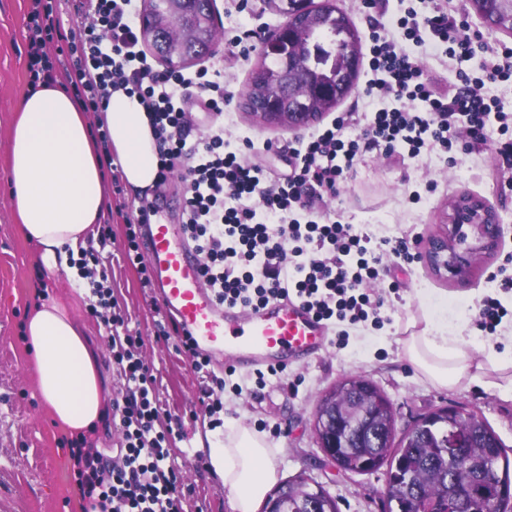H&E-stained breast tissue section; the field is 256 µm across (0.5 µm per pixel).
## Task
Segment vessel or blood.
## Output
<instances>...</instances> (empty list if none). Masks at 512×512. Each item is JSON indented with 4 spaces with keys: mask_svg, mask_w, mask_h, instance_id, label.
Instances as JSON below:
<instances>
[{
    "mask_svg": "<svg viewBox=\"0 0 512 512\" xmlns=\"http://www.w3.org/2000/svg\"><path fill=\"white\" fill-rule=\"evenodd\" d=\"M145 232L161 304L200 356L223 358L233 368H285L325 350V324L296 301L273 299L253 312L220 305L204 283L182 225L158 221Z\"/></svg>",
    "mask_w": 512,
    "mask_h": 512,
    "instance_id": "1",
    "label": "vessel or blood"
}]
</instances>
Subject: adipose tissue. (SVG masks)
Here are the masks:
<instances>
[{"instance_id":"1","label":"adipose tissue","mask_w":512,"mask_h":512,"mask_svg":"<svg viewBox=\"0 0 512 512\" xmlns=\"http://www.w3.org/2000/svg\"><path fill=\"white\" fill-rule=\"evenodd\" d=\"M107 128L122 177L133 193L154 187L159 156L150 119L137 97L114 93L105 109L87 115L61 83L40 85L17 103L9 134V181L16 221L33 248L41 283L70 276L71 261L86 247L92 225L110 207L93 125ZM73 302L44 301L34 291L22 338L34 352L37 391L55 424L75 435L92 431L106 413L108 387L97 368ZM420 376L439 388L501 373L512 392V357L476 360L473 337L424 315L398 337ZM210 463L222 479L232 512H256L277 481L276 451L235 417L224 419V439L211 443Z\"/></svg>"}]
</instances>
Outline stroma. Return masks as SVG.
I'll list each match as a JSON object with an SVG mask.
<instances>
[{
	"instance_id": "1",
	"label": "stroma",
	"mask_w": 512,
	"mask_h": 512,
	"mask_svg": "<svg viewBox=\"0 0 512 512\" xmlns=\"http://www.w3.org/2000/svg\"><path fill=\"white\" fill-rule=\"evenodd\" d=\"M27 0H0V512H78L70 492L69 449L61 430L54 424L34 389L30 357L21 340V326L28 313V290L37 272L30 244L20 234L13 216L9 185L8 134L20 98L28 93L27 43L23 37ZM224 29H254L260 35L283 26L286 18L271 9L266 0H253L248 13L237 12L231 0H213ZM256 55L239 58L218 42L202 66L221 64L224 81L232 97L224 107L226 137H245L256 142L274 141L280 154L263 157L273 170L287 169L288 144L306 136V129L267 127L252 121L240 106ZM189 109L198 132H206L218 118L204 112L199 97H192ZM504 163L494 148L481 154L458 153L456 164L446 154L426 150L411 158L402 151L373 149L364 153L335 198L324 207L339 214L343 222L368 235L373 246L383 241L406 239L418 253H425L434 236L443 229V215L450 202L466 194L492 207L502 224L497 250L484 257L465 279L441 277L425 261L400 268L381 264L377 287L386 292L383 312L391 318L382 328L359 324L349 327L345 347L328 346L320 357L294 364L278 375H266L257 383L254 369L228 372L222 360L209 363V374L226 383L224 412L240 418L249 429L259 424L277 426L280 436L268 437L277 448L280 480L305 476L321 483L337 498L340 512H386V472L345 473L320 448L313 430L317 406L324 393L348 376L360 375L376 384L389 398L398 428L411 427L432 410L453 406L485 420L503 444L512 449V394L483 383H466L448 390L422 382L403 357L396 339L407 321L428 304L436 316L463 334L478 330L472 316L462 315L458 301L476 304L495 293L488 276L512 253V181L503 173ZM420 190L421 200L409 199ZM111 212L95 225L88 242L96 249L109 279L117 309L138 329L144 345L141 354L157 378L160 405L165 416L181 421L178 434L171 437V461L179 469L186 494V512H231L222 480L209 466L207 451L200 442L211 433L209 418L199 410L198 396L203 384L191 359L174 348L173 341L161 339L169 329L168 318L154 289L143 287L136 267L124 263L125 216L136 204L130 190L111 193ZM399 284L391 293V284ZM74 315L87 330L98 349V364L107 378L110 401L121 398L123 381L113 362L105 331L89 307L79 300ZM243 395H235L233 385Z\"/></svg>"
}]
</instances>
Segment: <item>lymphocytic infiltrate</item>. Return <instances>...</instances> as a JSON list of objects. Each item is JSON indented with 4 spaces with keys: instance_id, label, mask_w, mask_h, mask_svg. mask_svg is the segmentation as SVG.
Listing matches in <instances>:
<instances>
[{
    "instance_id": "1",
    "label": "lymphocytic infiltrate",
    "mask_w": 512,
    "mask_h": 512,
    "mask_svg": "<svg viewBox=\"0 0 512 512\" xmlns=\"http://www.w3.org/2000/svg\"><path fill=\"white\" fill-rule=\"evenodd\" d=\"M74 30L64 28L59 0H28L25 38L30 88L57 81L58 61L67 57V81L82 107L103 111L112 93L137 96L148 112L159 151V182L175 168L186 170L187 190L180 222L199 253L201 273L220 304L245 310L277 298L300 302L326 324H384V300L371 284L383 258L417 261L407 241L377 254L354 225L320 210L368 150L422 149L478 154L487 145L512 165V114L504 112L485 86L512 79V46L482 43L467 21L439 7L425 16L405 8L391 24L381 21V0H361L369 59L362 95L374 107L367 128L349 130L358 114L349 109L319 126L288 150V170L279 173L249 161V154L278 153L273 143L243 138L232 146L215 126L194 135L186 104L205 94L209 111H222L229 94L221 70L161 74L140 48L134 0H72ZM430 47L451 61L481 54L479 74L458 69L448 91L433 87L416 50ZM497 122L502 137L489 141ZM112 357L124 379L116 460L99 451H72L74 480L84 512H184L179 475L168 465L167 432L160 419L155 378L139 354L140 332L114 313L111 288L92 290Z\"/></svg>"
}]
</instances>
